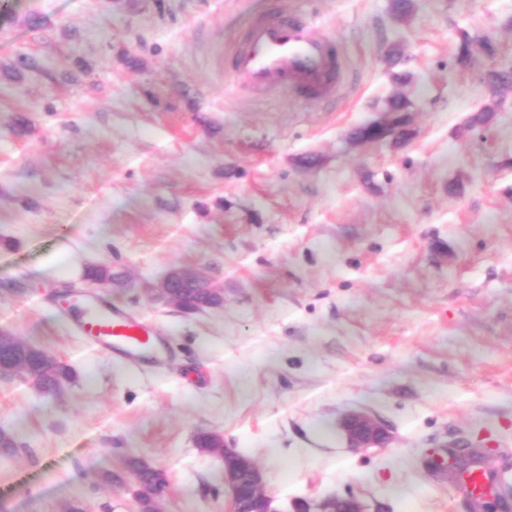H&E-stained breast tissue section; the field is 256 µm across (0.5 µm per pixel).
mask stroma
<instances>
[{"mask_svg":"<svg viewBox=\"0 0 512 512\" xmlns=\"http://www.w3.org/2000/svg\"><path fill=\"white\" fill-rule=\"evenodd\" d=\"M273 10L336 38L343 95L232 89L229 51ZM464 32L489 44L472 69ZM511 59L512 0H0V330L79 375L56 397L0 382L20 446L0 507L135 512L100 478L134 455L169 476L161 512H225L202 431L257 462L281 512L333 494L467 512L431 465L460 442L512 483V91L486 82ZM394 96L408 138L355 140ZM89 266L126 287L92 289ZM180 266L223 307L154 301ZM92 291L161 329L164 359L76 333ZM351 411L389 447L351 451Z\"/></svg>","mask_w":512,"mask_h":512,"instance_id":"35a3bbf8","label":"stroma"}]
</instances>
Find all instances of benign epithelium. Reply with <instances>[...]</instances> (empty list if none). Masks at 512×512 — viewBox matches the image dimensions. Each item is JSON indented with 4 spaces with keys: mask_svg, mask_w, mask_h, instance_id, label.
<instances>
[{
    "mask_svg": "<svg viewBox=\"0 0 512 512\" xmlns=\"http://www.w3.org/2000/svg\"><path fill=\"white\" fill-rule=\"evenodd\" d=\"M370 131L375 140L381 141L398 133L396 123L385 117L371 123ZM203 286L211 293L223 294L224 288L215 283L200 268L180 267L168 272L152 292L167 305L181 311L184 287ZM348 447L354 451L369 448H385L392 436L385 424L367 412L348 414L342 423ZM224 491L229 499V512H280L275 506V498L267 491L264 474L250 458L239 455L235 449L224 446ZM295 512H365L362 503L352 497L333 496L314 505L308 503L295 508Z\"/></svg>",
    "mask_w": 512,
    "mask_h": 512,
    "instance_id": "7a95c632",
    "label": "benign epithelium"
}]
</instances>
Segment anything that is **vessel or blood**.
<instances>
[{"label":"vessel or blood","mask_w":512,"mask_h":512,"mask_svg":"<svg viewBox=\"0 0 512 512\" xmlns=\"http://www.w3.org/2000/svg\"><path fill=\"white\" fill-rule=\"evenodd\" d=\"M229 72L236 86L276 84L314 101L343 92L341 57L332 36L316 22L282 13L253 23L246 39L232 52ZM76 329L100 351L126 361H158L166 352L165 338L155 325L118 306H85ZM496 484L495 473L483 468L463 475L461 489L472 512H482Z\"/></svg>","instance_id":"vessel-or-blood-1"}]
</instances>
